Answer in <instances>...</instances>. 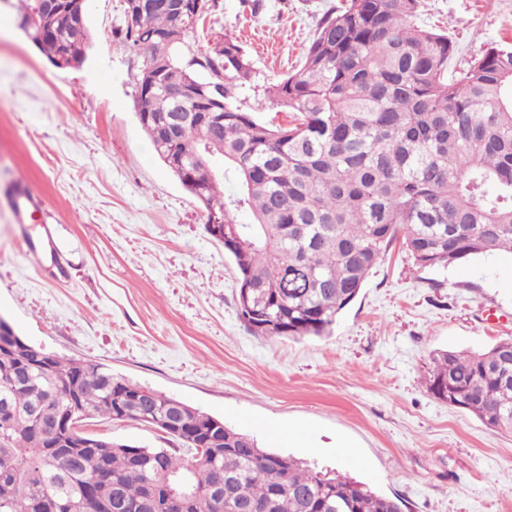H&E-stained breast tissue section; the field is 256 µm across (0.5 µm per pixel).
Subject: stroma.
Segmentation results:
<instances>
[{
  "label": "stroma",
  "mask_w": 512,
  "mask_h": 512,
  "mask_svg": "<svg viewBox=\"0 0 512 512\" xmlns=\"http://www.w3.org/2000/svg\"><path fill=\"white\" fill-rule=\"evenodd\" d=\"M242 0L189 33L185 56L230 33L255 85L243 109L263 122L264 89L294 73L317 25L342 0ZM420 25L448 33L463 65L512 43V0H421ZM123 0H90L84 63L59 70L0 13V186L27 184L53 214L52 244L27 254L37 224L0 202V316L45 352L90 360L248 431V418L309 430L312 447L265 448L349 474L402 512H512V432L427 389L442 350L478 352L512 337V258L422 269L393 244L328 335H252L237 272L206 228L203 204L153 151L136 115L141 59L123 41ZM85 431L172 448L152 426L105 417ZM353 451L354 461L339 453Z\"/></svg>",
  "instance_id": "35a3bbf8"
}]
</instances>
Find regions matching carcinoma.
<instances>
[{"mask_svg":"<svg viewBox=\"0 0 512 512\" xmlns=\"http://www.w3.org/2000/svg\"><path fill=\"white\" fill-rule=\"evenodd\" d=\"M124 0V41L142 58L137 116L181 184L224 218V253L252 285L237 298L257 336L331 332L397 240L421 268L512 254V45H492L452 72L443 32L416 23L420 0H344L324 14L301 67L271 88L292 114L263 123L239 105L254 68L228 35L184 60L187 33L219 8L194 0ZM27 37L50 44L54 67L86 59L87 13L49 0H9ZM190 88L177 104L165 85ZM226 168L206 178L195 158ZM234 177L236 191L224 193ZM236 212H249L241 224ZM512 337L478 352L443 350L428 390L512 432ZM32 346H0V512H168V490L194 491L197 512L240 499L261 512H401L399 504L338 472L262 448L214 426L213 416L112 374L100 363L35 365ZM457 393L448 400V388ZM135 420L179 441L185 459L75 433L47 432L34 410Z\"/></svg>","mask_w":512,"mask_h":512,"instance_id":"obj_1","label":"carcinoma"}]
</instances>
